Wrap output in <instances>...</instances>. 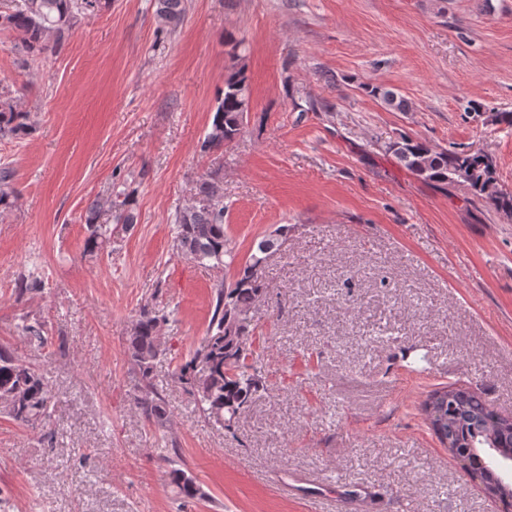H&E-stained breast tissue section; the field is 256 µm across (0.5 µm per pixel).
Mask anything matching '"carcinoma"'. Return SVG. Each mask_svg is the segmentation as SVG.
Segmentation results:
<instances>
[{
	"label": "carcinoma",
	"instance_id": "carcinoma-1",
	"mask_svg": "<svg viewBox=\"0 0 512 512\" xmlns=\"http://www.w3.org/2000/svg\"><path fill=\"white\" fill-rule=\"evenodd\" d=\"M101 5L102 0H12V5L0 12V27L15 31L19 35L18 48L26 59L36 60L61 43L78 15L93 12ZM154 8L157 18L172 28L178 26L185 13L184 0H154ZM365 91L400 112L408 110L407 101L391 90L367 86ZM249 104L250 85L246 65L241 61L224 79V91L200 151L207 154L222 149L241 136ZM33 126L29 112L19 109L11 97L0 95L1 138H21L30 134ZM388 150L417 177L439 184L462 185L474 198L512 218V191L498 187L497 168L490 155L465 149L436 151L408 137L391 143ZM12 180L10 166L0 165V210L17 204ZM126 184L125 179L113 181L107 198L89 203L85 212L87 254L93 256L112 247L119 232L137 223L135 199ZM197 195L194 205L177 210L172 217L173 248L191 263L229 268L235 263L236 254L224 235V193L217 172L199 181ZM104 213L108 218L102 222ZM277 247L276 237L261 240L257 252L238 269L230 283L221 280L215 284L207 336L174 375L175 382L192 397L205 417L226 430L245 413L257 393L264 390L262 375L248 363L253 346L251 313L267 294L264 264ZM167 321L166 314L143 308L130 328L126 346L137 380L134 406L158 427L170 421L155 374V366L164 352L159 328ZM21 332L34 346L41 348L47 343L45 323L38 319L24 320ZM0 405L14 421L28 426L45 424L51 417V394L43 373L3 347ZM422 411L439 442L449 445L473 475L481 476L487 470V450L512 449V419L500 415L472 390L448 386L435 389L423 402ZM169 479L176 494L184 500L204 496L200 485L181 467H172Z\"/></svg>",
	"mask_w": 512,
	"mask_h": 512
}]
</instances>
